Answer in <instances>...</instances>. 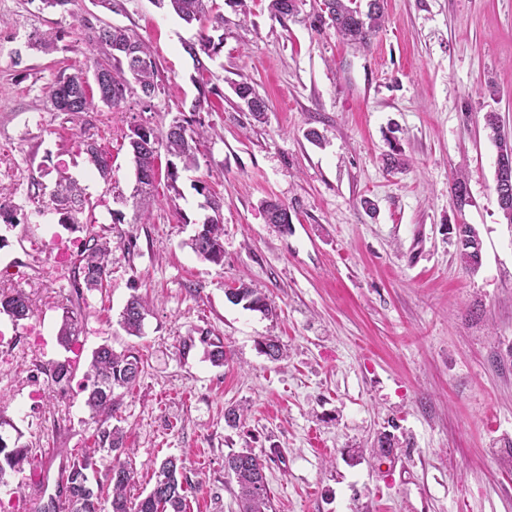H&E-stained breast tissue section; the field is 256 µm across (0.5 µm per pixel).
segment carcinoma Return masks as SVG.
I'll list each match as a JSON object with an SVG mask.
<instances>
[{
    "instance_id": "1",
    "label": "carcinoma",
    "mask_w": 512,
    "mask_h": 512,
    "mask_svg": "<svg viewBox=\"0 0 512 512\" xmlns=\"http://www.w3.org/2000/svg\"><path fill=\"white\" fill-rule=\"evenodd\" d=\"M212 2L214 0H155L156 6L170 7L185 24L201 23L196 40L184 45L185 52L199 71L208 70L205 60H214L224 44V37L219 34L224 29V15L212 13ZM269 9L278 17H292L298 12L297 0H269ZM327 15L331 27L340 37L360 45L370 43L383 24L378 0H371L366 12L361 11L357 0H329ZM85 40L95 52L93 70L104 67L108 69L109 77L97 83L95 95L90 93L88 78L81 70L60 78L49 98L52 110L89 112L97 108L99 103L111 109L118 108L134 89L139 90L141 97L147 101L157 94V64L135 33L127 28H103L88 23L85 25ZM234 92L254 116L259 117L266 111L265 100L250 82L242 80L234 83ZM485 125L490 130V137L498 142V148L507 147L502 140L499 118L495 113H487ZM140 129L141 126L136 125L126 134L135 162L136 193L147 195L153 188L156 159L161 148L180 165V170L167 172L171 189L178 190L179 171L198 169L196 144L203 137L204 130L177 118L161 132L151 127L149 133L142 134ZM86 153L100 177L106 181L112 180V167L102 149L96 143L88 142ZM87 204L88 199L78 183L66 174H60L56 190L49 198V207L61 216V223L79 227L80 215ZM209 207L214 215L205 219L191 239L190 246L200 258L218 264L224 260L220 204L211 200ZM264 211L267 223L277 227L289 224L288 206L285 204L267 201ZM457 233L460 260L465 268L472 270L479 265L480 259L469 245V238L478 235V232L471 225L462 224ZM111 266L110 242L96 234H89L75 265L72 288L76 297L83 296L85 290L90 292L102 288L109 277ZM229 299L235 304L244 303L246 309L266 315L273 313L271 304L244 283L229 293ZM2 313L16 322L26 320L33 313L31 301L21 290L11 295L1 293ZM146 315L144 301L134 296L124 306L119 324L129 335L138 336L142 332ZM78 335L77 316L72 309L66 308L59 329V342L65 350L70 351ZM200 341L207 345L211 363L215 366L224 365V341L219 337H210L207 332L200 334ZM140 365L139 357L131 350L118 354L111 346L103 344L93 351L86 374V404L93 413L106 416L97 428L94 447L108 453L122 449L123 430L108 424L114 406L113 392L116 388L133 385L141 372ZM71 376L72 365L68 358L55 361L48 368V377L55 386L69 382ZM27 463L29 449L9 445L0 433V483L22 472ZM225 466L238 487L242 512H269L271 505L261 458L245 448L227 456ZM182 469L183 466L173 457L163 460L154 472L155 482L150 492L130 505L126 489L133 480L131 471L121 463L112 466L106 474L108 483L112 485V499L107 500L100 491L94 489L91 481L95 472L93 456L89 453L77 455L69 464L63 512H185L186 479L183 478Z\"/></svg>"
}]
</instances>
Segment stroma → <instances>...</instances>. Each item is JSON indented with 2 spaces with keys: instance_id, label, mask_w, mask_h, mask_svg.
<instances>
[{
  "instance_id": "stroma-1",
  "label": "stroma",
  "mask_w": 512,
  "mask_h": 512,
  "mask_svg": "<svg viewBox=\"0 0 512 512\" xmlns=\"http://www.w3.org/2000/svg\"><path fill=\"white\" fill-rule=\"evenodd\" d=\"M247 4L215 0L224 46L201 73L182 47L197 26L153 0H119L113 12L72 0L65 14L0 0V164L14 172L0 176L13 211L12 224L0 221V291L23 290L33 308L16 324L0 315V416L49 478L0 489V512H45L101 422L82 367L62 387L44 372L67 356L57 333L70 305L82 366L103 344L143 360L136 383L115 392L111 423L127 452L97 456L100 473L133 471L130 500L152 488L153 460L175 456L187 512H240L225 459L249 448L265 461L270 512H512V225L484 129L493 112L512 134V0H381L385 26L365 48L314 26L322 0H301L294 18L271 14L268 0ZM88 21L149 45L153 99L51 110L58 78L92 68ZM46 30L56 50L29 48L28 35ZM244 77L267 103L261 118L237 107L231 85ZM203 89L205 108L191 112ZM176 117L207 131L199 168L169 188L159 154L153 195L137 201L126 135ZM91 141L108 153L111 181L90 163ZM63 173L90 200L80 230L46 206ZM200 178L222 205L218 265L189 246L211 214ZM271 199L287 204V229L267 223ZM458 224L481 238L475 270L460 263ZM91 232L111 241L112 270L79 299L73 268L55 270L51 251ZM243 282L274 314L228 300ZM133 295L149 303L139 337L118 323ZM203 331L223 339L224 366L206 359ZM270 337L285 347L280 360L261 349ZM231 408L242 413L234 428ZM387 430L398 444L380 456Z\"/></svg>"
}]
</instances>
